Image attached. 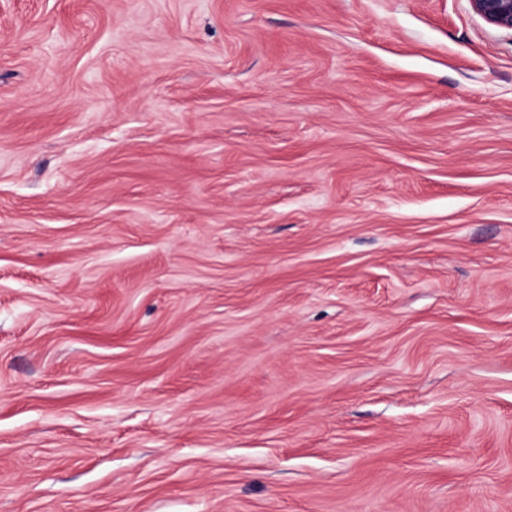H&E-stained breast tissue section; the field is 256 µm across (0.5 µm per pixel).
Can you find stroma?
<instances>
[{"label":"stroma","instance_id":"35a3bbf8","mask_svg":"<svg viewBox=\"0 0 512 512\" xmlns=\"http://www.w3.org/2000/svg\"><path fill=\"white\" fill-rule=\"evenodd\" d=\"M0 512H512V33L0 0Z\"/></svg>","mask_w":512,"mask_h":512}]
</instances>
